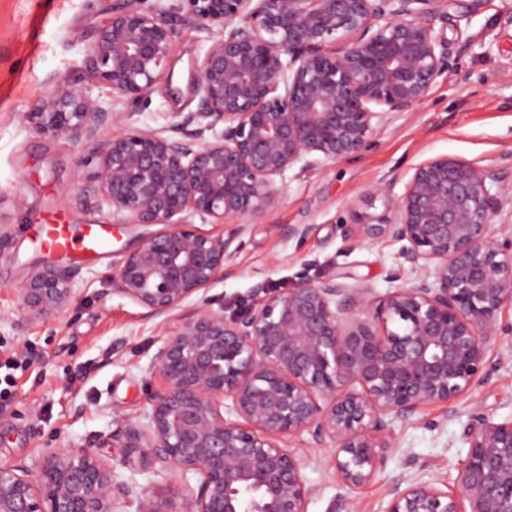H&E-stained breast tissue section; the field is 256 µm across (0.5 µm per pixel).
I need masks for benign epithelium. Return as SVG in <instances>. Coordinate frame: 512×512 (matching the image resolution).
<instances>
[{"label":"benign epithelium","mask_w":512,"mask_h":512,"mask_svg":"<svg viewBox=\"0 0 512 512\" xmlns=\"http://www.w3.org/2000/svg\"><path fill=\"white\" fill-rule=\"evenodd\" d=\"M217 37L192 84L208 123L183 140L112 123L77 88L58 86L30 113L36 129L91 146L97 170L77 188L144 234L112 275L114 291L166 315L224 277L234 238L205 234L193 213L220 221L275 205V180L370 146L373 124L416 111L448 73L436 22L448 0H178ZM174 29L167 11L130 0L90 52L91 77L142 98L161 80ZM223 124L212 140L204 132ZM512 163L478 167L442 155L418 165L382 215L353 213L356 240L402 243L403 284L383 296L332 278L295 284L227 320L206 311L160 353L165 388L147 422L127 420L112 447L148 449L196 476L175 496L146 490L137 512H307L308 445L336 448L356 489L385 466L392 424L446 403L479 381L486 347L512 303ZM74 273L54 267L18 288L31 316L67 308ZM458 493L436 481L396 483L385 512H512V419L474 413ZM130 487L92 453L55 449L40 471L0 464V512H123Z\"/></svg>","instance_id":"1"}]
</instances>
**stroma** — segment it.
<instances>
[{
    "mask_svg": "<svg viewBox=\"0 0 512 512\" xmlns=\"http://www.w3.org/2000/svg\"><path fill=\"white\" fill-rule=\"evenodd\" d=\"M127 3L0 0V225L11 233L0 253V364L29 361L0 398V464L31 467L50 448L86 450L134 495L144 489L170 494L183 488V476L150 458H128L126 449L112 445L113 430L124 420L144 419L164 389L159 355L167 336L205 309L233 317L244 305L292 287L303 269L376 296L391 291L388 274L404 264L399 243L357 242L347 231L351 213H386L390 197L401 195L415 167L429 159L452 155L485 167L512 158V0H494L471 16L468 0H450L447 20L435 25L448 41L447 77L417 111L375 125L373 145L361 156L311 170L293 167L276 180L278 202L262 215L220 224L187 215L203 233L238 234L242 246L223 279L160 316L112 290L114 269L138 246L146 226L77 198L75 187L95 172L96 157L87 145L40 134L29 117L40 99L68 84L113 113L101 137L132 125L182 138L176 116L201 107L191 74L214 36L174 20L169 81L141 99L119 97L91 78L88 59L102 28ZM380 184L390 185L389 196L372 197ZM57 218L111 225L110 253L79 262L45 251L35 227ZM291 224L309 225L308 237L288 238ZM46 267L74 272V301L42 321L29 316L16 288ZM486 360L482 379L452 402L394 423L395 446L384 470L357 491L340 480L334 448H309L303 471L311 490L308 512H384L399 480H436L456 492L470 415L512 418V334L495 337ZM134 495L126 512L137 510Z\"/></svg>",
    "mask_w": 512,
    "mask_h": 512,
    "instance_id": "stroma-1",
    "label": "stroma"
}]
</instances>
